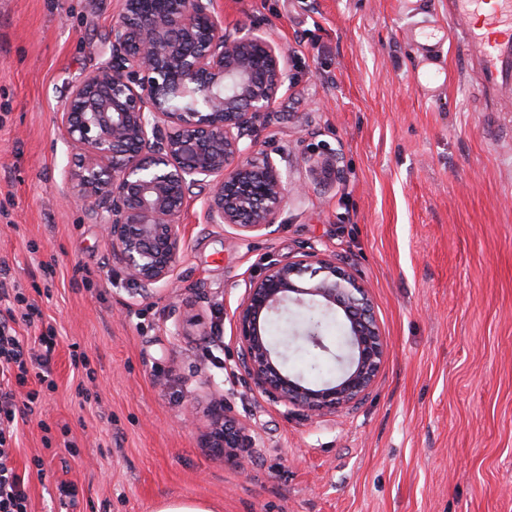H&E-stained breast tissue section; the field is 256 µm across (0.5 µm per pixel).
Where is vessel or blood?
Listing matches in <instances>:
<instances>
[{
    "label": "vessel or blood",
    "instance_id": "1",
    "mask_svg": "<svg viewBox=\"0 0 512 512\" xmlns=\"http://www.w3.org/2000/svg\"><path fill=\"white\" fill-rule=\"evenodd\" d=\"M449 15L462 20L460 39L477 50L480 70L487 87L498 89L512 82V0H449ZM436 45H428L420 63L422 92L442 79L435 66Z\"/></svg>",
    "mask_w": 512,
    "mask_h": 512
}]
</instances>
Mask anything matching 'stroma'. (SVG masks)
Wrapping results in <instances>:
<instances>
[{"label": "stroma", "mask_w": 512, "mask_h": 512, "mask_svg": "<svg viewBox=\"0 0 512 512\" xmlns=\"http://www.w3.org/2000/svg\"><path fill=\"white\" fill-rule=\"evenodd\" d=\"M118 8L0 0V260L58 336L57 388L29 380L39 397L14 454L32 512H154L166 498L214 512H512V100L450 36L436 57L446 83L417 90L410 34L453 31L448 0H217L226 31L255 28L285 55L254 138L302 192L274 234L240 240L206 223L209 185L190 186L176 275L147 298L71 196L56 122L70 86L108 60ZM333 152L342 173L323 175ZM313 248L366 287L387 345L365 397L322 417L245 387L232 321L246 275ZM302 331L295 309L272 328L286 368L333 379L340 330L325 353ZM227 408L255 441L243 470L204 443ZM64 483L74 503L61 504Z\"/></svg>", "instance_id": "1"}]
</instances>
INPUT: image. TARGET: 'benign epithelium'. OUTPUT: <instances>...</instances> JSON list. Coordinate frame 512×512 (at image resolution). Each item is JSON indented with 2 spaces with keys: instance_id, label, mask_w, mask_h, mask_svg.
<instances>
[{
  "instance_id": "obj_1",
  "label": "benign epithelium",
  "mask_w": 512,
  "mask_h": 512,
  "mask_svg": "<svg viewBox=\"0 0 512 512\" xmlns=\"http://www.w3.org/2000/svg\"><path fill=\"white\" fill-rule=\"evenodd\" d=\"M215 6L120 0L110 60L72 85L59 112L75 150L67 180L101 213L112 258L143 297L175 275L189 186H210L206 222L232 227L238 239L273 233L290 191L280 166L252 142L283 85L282 51L251 29L225 32ZM243 283L233 312L238 368L257 391L325 416L369 390L386 345L365 289L336 258L314 250L274 259ZM291 306L341 315L349 356L336 378L310 384L285 369L267 324ZM301 338L328 350L320 320L308 321ZM207 441L240 469L249 461L244 449L254 447L227 410Z\"/></svg>"
}]
</instances>
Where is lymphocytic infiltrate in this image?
I'll return each instance as SVG.
<instances>
[{
	"label": "lymphocytic infiltrate",
	"instance_id": "f902f5d3",
	"mask_svg": "<svg viewBox=\"0 0 512 512\" xmlns=\"http://www.w3.org/2000/svg\"><path fill=\"white\" fill-rule=\"evenodd\" d=\"M43 314L22 288L0 278V512H30L24 477L14 465L18 423L32 413L38 391L28 389L29 376L48 382L56 347V330L42 326L34 341L19 336L18 324L41 323Z\"/></svg>",
	"mask_w": 512,
	"mask_h": 512
}]
</instances>
